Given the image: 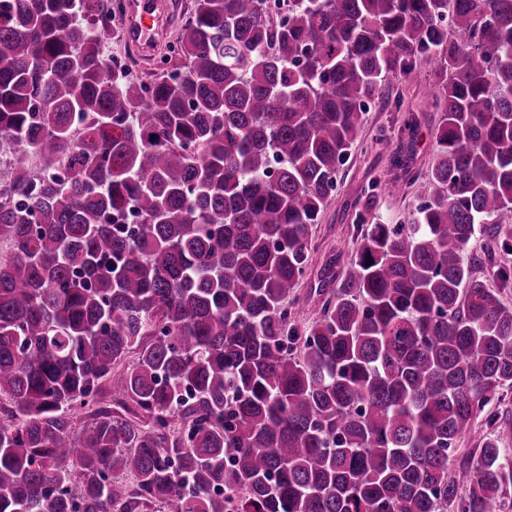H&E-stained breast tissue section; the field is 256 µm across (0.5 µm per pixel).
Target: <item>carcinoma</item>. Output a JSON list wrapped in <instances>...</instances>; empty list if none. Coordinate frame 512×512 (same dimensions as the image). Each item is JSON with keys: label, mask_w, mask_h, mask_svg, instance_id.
Returning <instances> with one entry per match:
<instances>
[{"label": "carcinoma", "mask_w": 512, "mask_h": 512, "mask_svg": "<svg viewBox=\"0 0 512 512\" xmlns=\"http://www.w3.org/2000/svg\"><path fill=\"white\" fill-rule=\"evenodd\" d=\"M124 12L0 0V512H500L512 421L449 453L512 388V265L462 260L512 253V0H193L147 81L108 65ZM420 60L423 202L365 193L301 328L339 169ZM488 255L492 256V259L489 263L479 264L477 262L478 258L484 259ZM503 262L512 263V255L503 252L498 243L489 239L484 234H477L476 237L469 243L463 254L464 265H471L476 277H483V273L489 271L493 265Z\"/></svg>", "instance_id": "obj_1"}]
</instances>
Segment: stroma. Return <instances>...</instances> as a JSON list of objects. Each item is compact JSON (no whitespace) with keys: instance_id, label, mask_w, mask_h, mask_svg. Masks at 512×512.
Listing matches in <instances>:
<instances>
[{"instance_id":"stroma-1","label":"stroma","mask_w":512,"mask_h":512,"mask_svg":"<svg viewBox=\"0 0 512 512\" xmlns=\"http://www.w3.org/2000/svg\"><path fill=\"white\" fill-rule=\"evenodd\" d=\"M387 97H399V105L375 103L367 112L351 156L338 174L336 194L314 227L315 250L310 267L298 289L302 302L296 308L300 322L315 318L319 307L316 290L325 266L341 270L349 262L356 248L357 232L353 224L356 203L369 185H376L378 204L374 212L376 222L405 224L419 205L413 189L394 191L395 170L389 164V154L403 151L399 130L408 116H415L419 124V138L414 146L410 164L415 173L427 174L434 162V130L440 114L432 106V66L418 62L410 80L391 79ZM386 136V148H379L376 140ZM512 418V389H500L498 397L479 412L470 435L456 444L452 463L469 457L480 445L482 435L492 433V417Z\"/></svg>"}]
</instances>
